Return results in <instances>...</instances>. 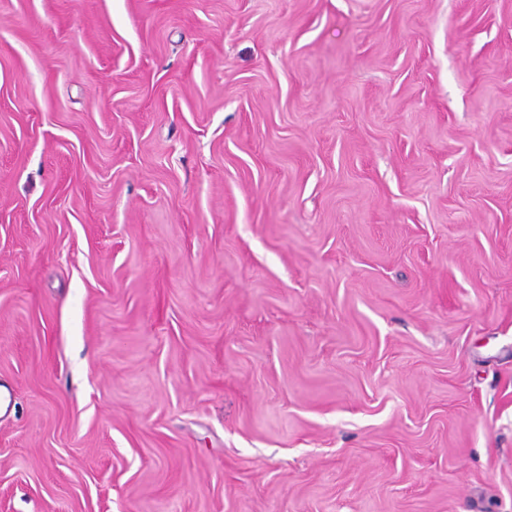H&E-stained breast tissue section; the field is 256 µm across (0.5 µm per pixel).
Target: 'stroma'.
I'll use <instances>...</instances> for the list:
<instances>
[{"label":"stroma","instance_id":"35a3bbf8","mask_svg":"<svg viewBox=\"0 0 512 512\" xmlns=\"http://www.w3.org/2000/svg\"><path fill=\"white\" fill-rule=\"evenodd\" d=\"M0 512H512V0H0Z\"/></svg>","mask_w":512,"mask_h":512}]
</instances>
